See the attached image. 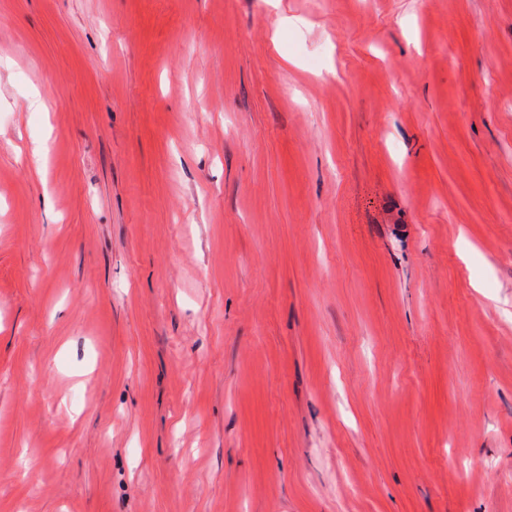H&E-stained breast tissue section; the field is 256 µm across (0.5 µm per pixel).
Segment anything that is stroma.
<instances>
[{
    "instance_id": "1",
    "label": "stroma",
    "mask_w": 512,
    "mask_h": 512,
    "mask_svg": "<svg viewBox=\"0 0 512 512\" xmlns=\"http://www.w3.org/2000/svg\"><path fill=\"white\" fill-rule=\"evenodd\" d=\"M0 512H512V0H0Z\"/></svg>"
}]
</instances>
